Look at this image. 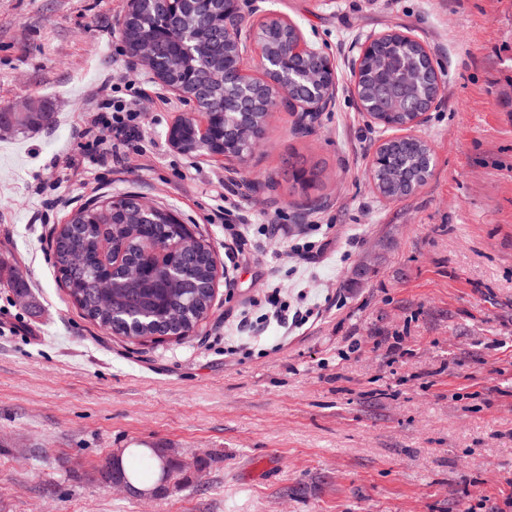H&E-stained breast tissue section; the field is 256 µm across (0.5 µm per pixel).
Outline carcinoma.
Masks as SVG:
<instances>
[{"label":"carcinoma","mask_w":512,"mask_h":512,"mask_svg":"<svg viewBox=\"0 0 512 512\" xmlns=\"http://www.w3.org/2000/svg\"><path fill=\"white\" fill-rule=\"evenodd\" d=\"M129 53L138 46L153 48L160 60L183 56L182 67L166 73L164 80L187 96L201 83L209 87V106L219 108L235 91L224 87V21L216 2L197 14L193 32L195 48L181 54L184 30L174 11L138 15L127 19L122 30ZM274 52H284L292 33L272 20L257 33ZM405 64L421 70V49L397 43L392 50ZM388 49H381L363 62L365 93L374 91L388 65ZM431 93L428 78L417 77L393 92L398 99H425ZM426 149L422 141L390 144L381 164L372 173L376 189L385 197L405 196L407 181L425 183L430 170L419 166ZM55 267L62 285L84 315L99 327L118 335L136 337L189 333L206 317L213 297L214 258L208 248L183 233L172 213L159 210L148 217L139 211L138 198L127 195L106 198L78 210L69 226L57 234L53 244ZM109 280L117 299L113 307L98 308L97 285ZM151 453L157 462V482L164 476L180 475L176 461L164 459L160 449Z\"/></svg>","instance_id":"cac0c4a2"}]
</instances>
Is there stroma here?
Segmentation results:
<instances>
[{
    "mask_svg": "<svg viewBox=\"0 0 512 512\" xmlns=\"http://www.w3.org/2000/svg\"><path fill=\"white\" fill-rule=\"evenodd\" d=\"M247 25H296L332 61V104L296 126L276 107L238 163L189 155L168 130L191 103L125 45L128 0H0V106L37 99L53 127L0 136V512H512V0H239ZM408 32L440 92L415 133L432 167L388 199L371 176L385 140L351 73L360 38ZM145 83L144 139L125 164L69 170L101 81ZM318 166L315 188L291 170ZM135 194L169 210L217 262L206 319L186 336L128 338L73 304L51 242L80 208ZM237 206L250 239L232 265ZM323 246L302 265L295 247ZM318 309L265 325L264 296ZM248 314L258 340L224 336ZM198 462L143 498L112 488V455L153 487L150 451ZM219 218L221 219V223H224V236L226 238V232L230 238V241L236 244V248L233 250L232 258L235 259V256L238 258L239 254L244 250V246L247 245L248 239L243 235L242 231L238 228L235 221L239 218V213H235V211L226 209L224 213H219Z\"/></svg>",
    "mask_w": 512,
    "mask_h": 512,
    "instance_id": "obj_1",
    "label": "stroma"
}]
</instances>
